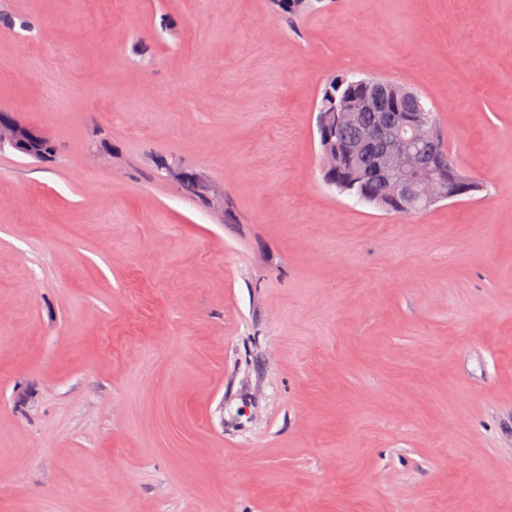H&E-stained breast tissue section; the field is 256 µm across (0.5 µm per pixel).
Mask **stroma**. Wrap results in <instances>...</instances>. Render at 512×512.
Here are the masks:
<instances>
[{"label": "stroma", "instance_id": "35a3bbf8", "mask_svg": "<svg viewBox=\"0 0 512 512\" xmlns=\"http://www.w3.org/2000/svg\"><path fill=\"white\" fill-rule=\"evenodd\" d=\"M0 512H512V0H0ZM341 75L480 189L328 187ZM222 183L206 206L156 159ZM320 0H270L269 8L273 15L283 18H296L315 11ZM6 147L35 159L41 158L43 149L45 151L43 158L51 156L56 150L50 138H47L45 145V134L42 130L27 125H21L9 115L1 113L0 151Z\"/></svg>", "mask_w": 512, "mask_h": 512}]
</instances>
